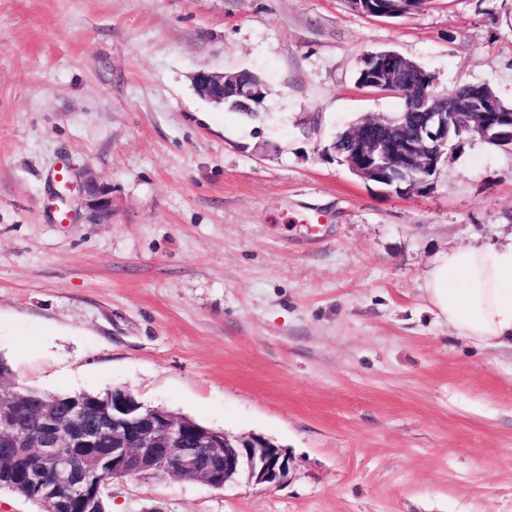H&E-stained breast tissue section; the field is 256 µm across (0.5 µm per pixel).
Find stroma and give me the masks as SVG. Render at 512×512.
I'll return each instance as SVG.
<instances>
[{"label": "stroma", "mask_w": 512, "mask_h": 512, "mask_svg": "<svg viewBox=\"0 0 512 512\" xmlns=\"http://www.w3.org/2000/svg\"><path fill=\"white\" fill-rule=\"evenodd\" d=\"M380 50L512 104V0H0L12 382L124 390L289 460L271 488L133 476L108 512H512V350L422 290L442 252L512 240V149L467 139L422 192L351 174L335 136L402 109L356 84ZM202 69L260 73V119L201 98ZM66 169L109 219L62 222ZM82 203L90 211L107 218L112 214V191L92 174L83 175L79 184Z\"/></svg>", "instance_id": "35a3bbf8"}]
</instances>
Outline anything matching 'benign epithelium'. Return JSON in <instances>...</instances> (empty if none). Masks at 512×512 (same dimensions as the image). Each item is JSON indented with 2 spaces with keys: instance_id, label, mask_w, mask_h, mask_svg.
Listing matches in <instances>:
<instances>
[{
  "instance_id": "obj_1",
  "label": "benign epithelium",
  "mask_w": 512,
  "mask_h": 512,
  "mask_svg": "<svg viewBox=\"0 0 512 512\" xmlns=\"http://www.w3.org/2000/svg\"><path fill=\"white\" fill-rule=\"evenodd\" d=\"M376 82L392 87L403 83V112L397 118L361 120L349 133L351 149L341 162L365 181L395 189L424 188L427 175L448 158V143L458 133L448 98L433 95L396 52L378 57ZM196 92L205 99H224L228 88L245 97L260 89L246 88L239 73L199 70L192 75ZM463 118L468 130L499 147H512V113L496 111L494 99ZM75 175L60 176L54 199L70 218L69 192ZM82 203L102 218L112 214V191L91 174L79 184ZM88 394L68 399L63 420L53 400L41 403L34 417L16 411L27 399V389L0 376V464L10 467L25 455L22 470L24 496L39 501L55 486L68 491L74 512H98L101 482L121 481L141 474L189 478L221 489L240 476L256 485L279 486L288 476V458L275 445L236 438L162 408H146L128 392L112 390L87 402Z\"/></svg>"
}]
</instances>
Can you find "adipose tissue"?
Listing matches in <instances>:
<instances>
[{
    "mask_svg": "<svg viewBox=\"0 0 512 512\" xmlns=\"http://www.w3.org/2000/svg\"><path fill=\"white\" fill-rule=\"evenodd\" d=\"M423 291L458 336L512 349V241L442 253L426 271Z\"/></svg>",
    "mask_w": 512,
    "mask_h": 512,
    "instance_id": "ef3b65f1",
    "label": "adipose tissue"
}]
</instances>
